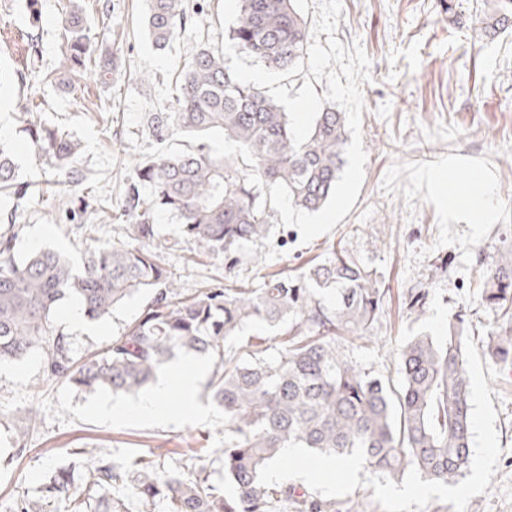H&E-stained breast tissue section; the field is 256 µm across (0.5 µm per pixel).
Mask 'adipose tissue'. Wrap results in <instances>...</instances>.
<instances>
[{"label": "adipose tissue", "mask_w": 512, "mask_h": 512, "mask_svg": "<svg viewBox=\"0 0 512 512\" xmlns=\"http://www.w3.org/2000/svg\"><path fill=\"white\" fill-rule=\"evenodd\" d=\"M447 194L449 211L477 213L486 219L491 218L494 212L493 187L484 172H471L467 182L448 185ZM204 371V365L198 360L182 359L161 374L137 401L119 404L107 399L100 402L95 411L106 421L166 422L171 417L168 404L172 395H179L187 406H194Z\"/></svg>", "instance_id": "obj_1"}]
</instances>
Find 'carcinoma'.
I'll use <instances>...</instances> for the list:
<instances>
[{"label": "carcinoma", "mask_w": 512, "mask_h": 512, "mask_svg": "<svg viewBox=\"0 0 512 512\" xmlns=\"http://www.w3.org/2000/svg\"><path fill=\"white\" fill-rule=\"evenodd\" d=\"M28 21L26 63L14 71L31 87L46 75L42 56V0H22ZM294 0H239L228 31L236 49L266 66L285 71L302 61L307 32ZM482 24L488 32L512 27V0H485ZM112 27L114 8L100 0H65L59 41L61 67L50 75L74 88V79L108 80L116 54L95 44L87 14ZM184 0H147L146 31L164 50L186 29ZM175 106L149 113L160 142L186 135L196 144L161 149L132 164L124 186L123 212L132 218L123 241L98 243L80 258L40 249L17 258L16 210L0 211V363L37 351L44 370L81 391L108 389L136 395L175 353L209 356L215 370L205 393L224 409V447L207 448L224 468L235 493L224 496L195 448L166 460L160 454L93 461L77 486L67 469L56 470L40 501L25 497L14 512H128L132 498L140 512H335L325 501L294 486H263L260 467L290 439L307 447L350 454L365 445L364 468L395 482L415 468L424 480L455 483L471 454L469 379L464 355L465 319L448 324V335L421 333L399 350V381L367 371L344 355L342 339L373 335L383 314L386 288L381 275L353 251L340 248L297 275H273L257 288H201L185 296L175 288L153 215L168 212L181 236L210 254L231 257L244 243L267 239L277 210L270 185L287 184L294 207L316 212L328 200L343 171L346 119L331 106L316 118L301 149L293 147L289 118L266 90L232 80L222 50L203 45L176 78ZM27 134L37 153L50 159L61 178L76 185L91 180L77 166L80 143L42 121L33 96L20 103ZM220 134L232 152L218 154L205 139ZM14 150L0 140V199L21 202ZM139 292L152 299L125 333L94 357L74 359L68 337L54 330L58 303L69 298L84 316L100 319ZM428 290L404 297L405 307L424 312ZM489 306L512 303V251L501 255L484 281ZM249 324L264 336L239 349L226 344ZM275 347L272 359L264 353ZM496 361L512 365V312L485 344Z\"/></svg>", "instance_id": "cac0c4a2"}]
</instances>
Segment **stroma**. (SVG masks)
<instances>
[{
  "label": "stroma",
  "mask_w": 512,
  "mask_h": 512,
  "mask_svg": "<svg viewBox=\"0 0 512 512\" xmlns=\"http://www.w3.org/2000/svg\"><path fill=\"white\" fill-rule=\"evenodd\" d=\"M111 28L96 17L87 23L97 44L112 47L119 64L108 83H95L88 96L57 83L37 86L41 118L82 144L79 167L91 172L89 184L54 182L46 161L28 148L18 102L26 88L12 80L0 84V118L10 125L15 163L28 193L18 209L22 231L18 258L36 248H54L77 257L95 239L122 240L123 181L131 156L158 145L145 128V115L159 103L173 102L176 72L206 43L223 41L220 0H200L194 27L169 48L156 50L145 28L146 0H113ZM484 0H343L334 36L344 45L360 42L371 59L361 89L365 107L361 133L367 152L364 180L350 212L333 231L301 243L297 228L276 226L262 242L243 244L235 268L220 256L201 255L194 243L179 239L174 219L155 216L157 233L170 242L166 266L186 295L199 288L238 282L258 287L268 276L296 274L328 257L341 244L369 260L383 274L390 294L372 340H344V354L367 370L396 375L397 352L412 336H443L455 312L467 313L483 373L492 390L495 428L502 453L485 493L473 497L466 512H512V366L493 360L485 339L500 312L484 305L479 288L505 251L512 247V29L488 33L482 27ZM0 71L25 63L21 0H0ZM151 74L143 82L141 74ZM485 172L493 186L495 212L489 223L478 216L449 214L442 189L463 182L472 169ZM108 199L107 214L95 224L65 220L49 223V211L70 207L79 197ZM429 291L426 309L415 315L402 304L408 291ZM147 295L137 294L99 321L70 325L55 313V327L69 339L77 360L92 357L123 334L144 310ZM124 402L121 394L86 393L48 378L39 353L0 366V455L17 442L27 451L0 470V512L18 496L38 499L40 487L57 469L70 470L82 483L90 458H135L151 451L180 452L224 445V411L205 393L204 420L177 416L162 424L121 419L106 422L94 413L102 400ZM34 409L33 421L22 412Z\"/></svg>",
  "instance_id": "1"
}]
</instances>
